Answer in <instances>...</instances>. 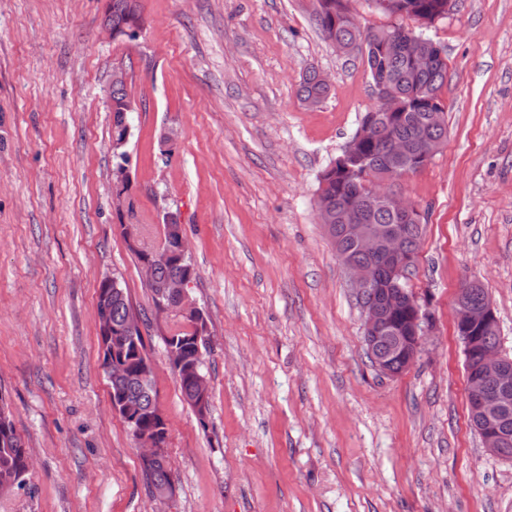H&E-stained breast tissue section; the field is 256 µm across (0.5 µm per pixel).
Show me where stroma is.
Instances as JSON below:
<instances>
[{
	"mask_svg": "<svg viewBox=\"0 0 512 512\" xmlns=\"http://www.w3.org/2000/svg\"><path fill=\"white\" fill-rule=\"evenodd\" d=\"M136 40L104 0H0V405L31 451L0 512H512V461L467 409L454 328L487 288L512 357V0H455L428 34L448 55V137L394 183L424 211L407 288L428 316L417 362L367 357L362 310L316 213L318 178L375 102L362 54L321 36L312 0H140ZM128 74L133 214L112 195L115 68ZM331 88L298 96L308 68ZM177 214L208 323L210 407L185 403L141 247ZM126 288L175 487H148L102 367L96 292Z\"/></svg>",
	"mask_w": 512,
	"mask_h": 512,
	"instance_id": "stroma-1",
	"label": "stroma"
}]
</instances>
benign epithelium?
Masks as SVG:
<instances>
[{
    "mask_svg": "<svg viewBox=\"0 0 512 512\" xmlns=\"http://www.w3.org/2000/svg\"><path fill=\"white\" fill-rule=\"evenodd\" d=\"M377 45L385 54L398 47L403 48L417 67L431 60L438 49L435 42L422 35L403 42L385 35L379 37ZM373 88L378 109L363 118L344 155L339 157L341 163L355 157L358 145L389 125L403 108V101L392 92L387 82L379 80ZM440 150V145L425 131L418 132L416 151L413 154L404 144L391 142L389 170L380 174L370 171L364 175L360 210L386 205L404 221L420 223L422 213L419 206L407 197L393 192L389 185L399 176L405 177L421 170ZM345 230L360 252L381 256L387 259L392 267V281L380 291L374 265L358 263L346 255L340 257L357 295H372V300L362 306L365 345L371 351L376 349L381 339L390 332L389 322L394 311L404 308L407 310L409 335L398 340L395 350L410 366L421 352L427 335L426 315L415 297L402 284L409 270L414 267L415 255L405 251L401 231L394 225L364 224L362 219L353 216L346 222ZM188 255V239L184 230L180 229L175 238L163 235L162 246L150 251L142 265L145 278L149 281L153 280L154 269L159 264L168 262L183 266L182 273L160 285L161 295L165 299L162 303L164 310L176 313L183 319L194 314L202 315L188 293L193 280L192 268L184 265ZM476 287L478 284L473 282L464 284L455 302L456 327L460 333L464 353L468 354L476 348L480 351L477 365L469 369L467 400L472 416L478 422L484 447L491 454L504 457L506 447L512 439L500 430L495 416L512 402V359L502 355L499 348H487L470 335L472 326L480 325L492 329L498 324L487 290H482L480 301L470 300V289ZM209 396L210 386L207 378L197 376L192 400L196 409H206ZM112 410L130 425L135 434V444L141 460L166 462L165 449L159 447L155 435L138 429V415L126 408V401H112Z\"/></svg>",
    "mask_w": 512,
    "mask_h": 512,
    "instance_id": "benign-epithelium-1",
    "label": "benign epithelium"
}]
</instances>
